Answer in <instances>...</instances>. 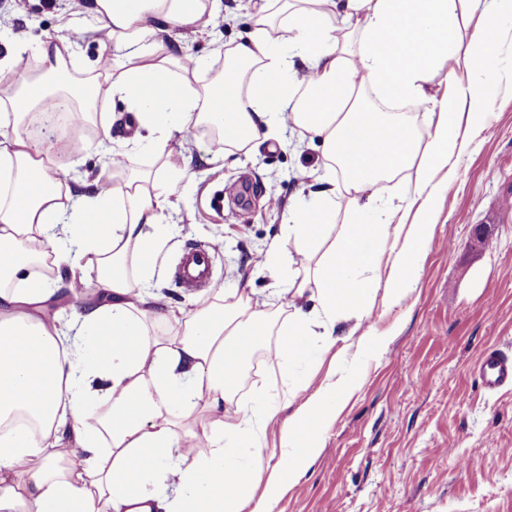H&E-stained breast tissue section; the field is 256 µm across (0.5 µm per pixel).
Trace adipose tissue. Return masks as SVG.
I'll return each instance as SVG.
<instances>
[{"label":"adipose tissue","instance_id":"obj_1","mask_svg":"<svg viewBox=\"0 0 512 512\" xmlns=\"http://www.w3.org/2000/svg\"><path fill=\"white\" fill-rule=\"evenodd\" d=\"M216 7L86 0L85 13L108 22L127 60L108 76L127 104L112 121L165 160L188 122L216 125L228 153L277 140L285 113L317 136L342 185L289 206L282 226L297 251L316 255L313 272L299 276L280 250L268 255L287 289L312 305L281 325L270 302L243 292L177 317L170 336H153L152 297L134 283L154 273L184 169L166 179L133 171L121 186L87 192L52 177L51 143L18 133L0 139V512H273L358 386L350 352L379 349L387 336L372 327L343 345L335 369L303 400L286 390L273 404L234 402L247 358L275 333L272 363L284 366L333 338L348 317L408 296L455 159L493 97L512 89V69L499 64L512 46V0H255L251 32L215 48L224 71L198 87L185 59L164 53L153 36L160 25L198 27ZM458 55L463 74H449L447 92L415 127L400 105L425 101L434 72ZM54 98L43 79H27L22 92L0 94V114L18 118ZM400 174L396 204L380 208ZM341 190L355 207L339 231ZM45 263L75 278L96 273L101 296L78 320L53 311L56 290L34 272ZM229 403L232 415L186 427L197 409ZM287 407L280 458L263 470L265 426ZM18 415L38 418V427L15 425ZM196 437L208 455L187 451Z\"/></svg>","mask_w":512,"mask_h":512}]
</instances>
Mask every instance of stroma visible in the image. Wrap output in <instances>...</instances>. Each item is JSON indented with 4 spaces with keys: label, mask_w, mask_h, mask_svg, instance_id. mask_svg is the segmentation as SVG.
<instances>
[{
    "label": "stroma",
    "mask_w": 512,
    "mask_h": 512,
    "mask_svg": "<svg viewBox=\"0 0 512 512\" xmlns=\"http://www.w3.org/2000/svg\"><path fill=\"white\" fill-rule=\"evenodd\" d=\"M83 0H0V57L26 42L75 37L66 67L91 75L99 55L122 63L103 22L82 11ZM251 0H220L197 31L177 26L156 40L180 57L201 60L197 82L221 72L215 46H233L250 29ZM280 145L214 157L200 127H179L172 143L187 159L192 185L177 184L167 242L146 290L158 313L156 336L171 334L166 314L193 310L248 292L258 300L279 285L263 267L271 248L287 249L280 227L289 205L311 202L324 173L318 141L288 122ZM249 179L248 200L225 199L224 187ZM512 90L497 95L484 127L439 200L427 256L407 299L375 303L370 324L389 335L354 362L361 382L338 418L322 430L321 453L278 501L274 512H512V390L486 393L472 367L491 345L512 348ZM487 225L490 245L474 229ZM223 246L212 259L209 288L189 293L173 273L185 244ZM333 354L311 350L271 370L253 354L240 400L257 401L288 387L314 392Z\"/></svg>",
    "instance_id": "obj_1"
}]
</instances>
